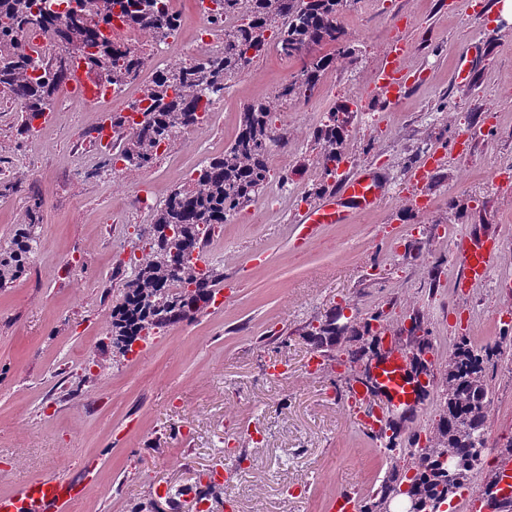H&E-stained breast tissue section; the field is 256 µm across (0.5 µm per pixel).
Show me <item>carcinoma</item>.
<instances>
[{
	"mask_svg": "<svg viewBox=\"0 0 512 512\" xmlns=\"http://www.w3.org/2000/svg\"><path fill=\"white\" fill-rule=\"evenodd\" d=\"M204 7L211 20L224 25V49L217 56L167 67L155 74L141 98L128 106V114L112 116V127L123 132L118 154L128 167L141 169L157 157L161 145L173 141L183 129L203 122L211 104L224 93L226 82L263 55L268 46L280 56L302 61L300 73L278 86L273 97L248 104L241 112L234 140L224 153L197 170L191 183L174 189L155 209L152 223L139 234L140 258L126 276L122 296L112 304V347L124 354L130 345L151 334L195 319L208 309L224 271L197 267L209 237L266 188L271 179V144L284 140L276 135L274 118L282 107L314 93L321 72L336 57L317 55L324 45L337 47L338 54L354 57L343 45L346 33L337 23L344 0H208ZM133 24L142 32L164 37L174 31L162 0H68L56 12L46 0H0V94L18 104L21 126L34 128L44 118L56 94L73 77L71 58H82L86 72L103 79L119 91L135 80L140 68L127 57L128 49L112 41L108 31L113 20ZM48 35L54 47L51 60L33 55L27 47L31 28ZM355 117L344 104L330 113L316 130L320 146L319 164L328 178L336 177L343 144ZM39 225L37 208L27 222L17 225L7 246H0V287L26 270L34 253L31 230ZM342 314L331 313L311 328L314 348L325 356L342 345V337L378 336V313L358 330L352 322L339 323ZM411 343L419 376L428 368L425 354L432 344L423 317L413 314ZM501 355L498 346H477L467 336L455 342L446 374L451 395L441 398L439 419L433 435L455 451L449 466H442L420 437L403 440L390 422L378 432L391 454V465L380 485L362 501L361 512H378L379 501L393 493L406 479L400 456L415 458L411 490L426 501L449 491H461L470 473L481 462L487 448L486 413L492 391L486 366Z\"/></svg>",
	"mask_w": 512,
	"mask_h": 512,
	"instance_id": "1",
	"label": "carcinoma"
}]
</instances>
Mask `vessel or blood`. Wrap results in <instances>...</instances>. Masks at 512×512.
Masks as SVG:
<instances>
[{
	"label": "vessel or blood",
	"mask_w": 512,
	"mask_h": 512,
	"mask_svg": "<svg viewBox=\"0 0 512 512\" xmlns=\"http://www.w3.org/2000/svg\"><path fill=\"white\" fill-rule=\"evenodd\" d=\"M410 45L404 35L390 42L377 65L367 88L370 95L395 106L406 97L416 81V70L409 68L406 57ZM381 187L375 172L362 170L344 177L336 190L326 194L313 208L297 220L300 235L315 236L326 224H348L359 214L372 211L380 199ZM463 260L464 288L481 287L488 279L498 256L497 250L486 248L481 235H463L454 245ZM408 358L404 352L394 353L381 369L383 400L390 407L404 406L417 392L407 378ZM98 470L96 459H85L78 478L44 475L26 481L10 494L0 495V512H68L70 505L83 493Z\"/></svg>",
	"instance_id": "b4317fda"
}]
</instances>
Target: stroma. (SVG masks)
I'll return each instance as SVG.
<instances>
[{"label": "stroma", "mask_w": 512, "mask_h": 512, "mask_svg": "<svg viewBox=\"0 0 512 512\" xmlns=\"http://www.w3.org/2000/svg\"><path fill=\"white\" fill-rule=\"evenodd\" d=\"M400 16L414 44L408 64L423 79L385 111L362 90ZM338 21L354 63L337 61L308 100L285 108L288 146L269 155L271 185L294 174L284 185L287 206L260 223L246 206L211 238L204 258L224 271L221 308L126 355L110 335L124 283L118 265L153 217L131 205L136 189L150 187L160 202L188 182L234 139L244 106L270 97L300 64L268 50L228 81L204 129L185 130L149 167L119 174L91 131L126 112L154 68L96 112L58 94L46 122L26 133L16 103L0 95V170L17 186L0 196V244L32 204L41 226L27 271L0 288V495L43 474L78 476L81 460L95 457L97 479L69 512H194L220 463L226 479L211 512H330L342 488L363 496L376 488L389 459L347 411L346 347L311 370L312 326L335 309L360 319L382 311L396 324L418 312L437 366L457 336L478 346L497 341L503 314L512 313V195L488 175L512 163V20L481 27L468 0H347ZM474 41L487 51L475 61L476 86L463 87L454 65ZM477 96L498 109L466 162L451 144L471 125ZM360 102L366 110L346 138V163L378 172L381 200L354 223L298 241L296 219L324 180L313 131L339 104ZM430 154L442 178L416 190L406 174ZM462 233L490 235L501 248L490 280L467 295L453 262ZM69 258L77 269L65 275L59 266ZM436 264L450 279L432 281ZM280 364L287 374H270ZM486 378L494 392L488 447L448 512H486L483 486L500 464V443L512 437V355L493 360Z\"/></svg>", "instance_id": "stroma-1"}]
</instances>
